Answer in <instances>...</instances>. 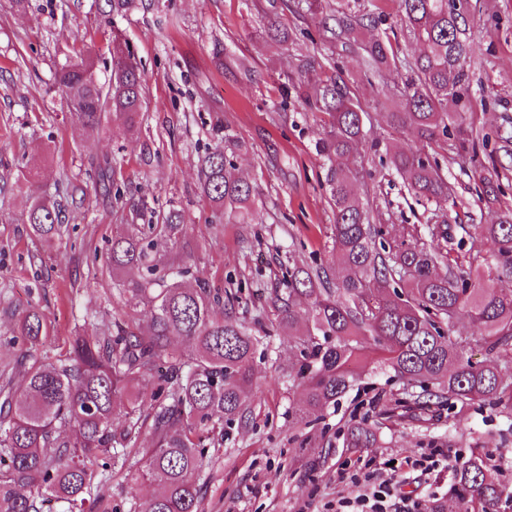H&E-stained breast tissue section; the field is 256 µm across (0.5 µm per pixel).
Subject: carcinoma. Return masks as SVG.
Listing matches in <instances>:
<instances>
[{
    "label": "carcinoma",
    "instance_id": "1",
    "mask_svg": "<svg viewBox=\"0 0 512 512\" xmlns=\"http://www.w3.org/2000/svg\"><path fill=\"white\" fill-rule=\"evenodd\" d=\"M140 7H146L145 0H104L100 10L113 17ZM399 13L423 46L419 55L401 58L380 36L361 44L374 69L398 62L415 74L401 109L389 113L391 126L430 142L448 134L453 124L461 142L473 140V129L464 126L461 115L447 111L448 99H460L461 88L469 86L466 14L449 0H399ZM366 20L371 14L345 12L338 19L340 33L353 36ZM55 79L84 134L99 130L108 109L131 124L142 110L137 68L123 55L113 56L104 83L93 78V63L85 58L63 64ZM313 97L331 116L319 152L330 163L333 249L342 276L333 286L323 268L296 265L285 288L267 298L258 315L272 316L271 329L297 336L302 346L301 411L342 398L369 356L402 381L408 388L404 403L416 410L446 400L462 408L475 401L512 402V386L503 384L498 365L476 364L466 356L474 346L497 361L512 358V289L484 286L478 270H456L444 234L427 246L386 240L359 202L358 172L341 165L364 138L349 87L327 81ZM239 147L226 137L207 152L200 159L199 184L215 212L247 224L259 212L252 185L236 175L227 155ZM390 164L419 196L437 204L449 201L448 180L428 156L401 150ZM128 204L148 232L112 238L108 259L127 305L149 308L147 329L137 333L118 321L114 335L75 336L65 359L36 358L21 387L0 391V512H41L51 501L82 512L96 478L92 458L110 452L114 459H126L146 426L152 446L142 449V464L131 474L136 483L160 480L146 512H199L198 481L208 462L203 434L225 421L250 422L248 393L260 336L236 317L241 297L204 281L193 286L182 281L193 254L182 207L172 204L158 215L143 199L131 197ZM24 223L41 239L60 235L58 202L35 199ZM153 233L170 241L174 257L153 254ZM468 234L474 245L491 243L497 271L512 279V208L494 224L470 225ZM441 266L447 267L443 275ZM461 314L471 331L453 337V319ZM17 330L33 347L48 341L46 323L35 309L23 315ZM175 336L186 350L173 349ZM142 384L154 386L149 399L131 401L124 424L115 427L114 395ZM416 386L420 391H413ZM346 442L349 448H373L377 434L366 420L355 419ZM453 481L458 512L512 507V489L478 450L453 469Z\"/></svg>",
    "mask_w": 512,
    "mask_h": 512
}]
</instances>
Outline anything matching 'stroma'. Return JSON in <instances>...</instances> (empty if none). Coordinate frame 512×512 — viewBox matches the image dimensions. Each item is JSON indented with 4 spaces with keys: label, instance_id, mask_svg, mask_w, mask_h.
I'll list each match as a JSON object with an SVG mask.
<instances>
[{
    "label": "stroma",
    "instance_id": "35a3bbf8",
    "mask_svg": "<svg viewBox=\"0 0 512 512\" xmlns=\"http://www.w3.org/2000/svg\"><path fill=\"white\" fill-rule=\"evenodd\" d=\"M359 13L378 8L377 24L359 34L367 41L393 31L399 54L420 46L400 22L398 0H156L126 16H103L96 0H28L26 9L0 0V388H18L32 362L16 331L20 316L36 308L51 339L38 357L64 356L73 336L99 335L115 319L145 326L147 308L128 312L116 278L105 262L108 239L130 231L124 202L105 197L99 167L111 162L127 193L165 209L180 204L190 218L195 278L212 288H237L244 309L281 289L295 264H321L337 278L334 222L326 183L328 161L318 145L329 116L305 102L309 87L342 77L365 113V139L345 162L359 171L357 194L372 224L391 240L416 227L418 243H430L438 224L448 226L450 262L467 265V224H491L512 207V0H469L470 84L452 112H464L479 138L459 147L438 136L426 144L392 128L386 115L398 111L412 73L392 67L371 72L361 50L334 35L345 7ZM287 27L280 45L267 38L270 20ZM120 46L137 67L143 85L138 132L108 112L99 131L78 136L76 121L54 75L83 51L98 80L112 71V48ZM319 63L302 74L306 57ZM232 134L238 174L255 189L260 221L235 224L217 215L201 194L198 163ZM412 147L436 158L453 190V204L417 200L390 166L398 149ZM39 171L24 180V167ZM492 173L500 188L493 204L479 202L477 170ZM66 205L61 237L35 239L21 218L37 195ZM295 337L272 333L256 353L249 392L248 427L225 424L206 441L209 464L201 476L202 512H334L352 495V474L376 457L394 461L403 494L428 503L458 501L448 475L413 470L408 459L438 448L467 461L483 449L500 479L512 484V404L476 403L433 407L417 421L397 408L401 381L374 365L359 367L352 389L337 403L299 417L302 396ZM367 418L379 434L378 448H349L344 436L353 418ZM151 487L131 480L127 467L99 477L86 512H144Z\"/></svg>",
    "mask_w": 512,
    "mask_h": 512
}]
</instances>
